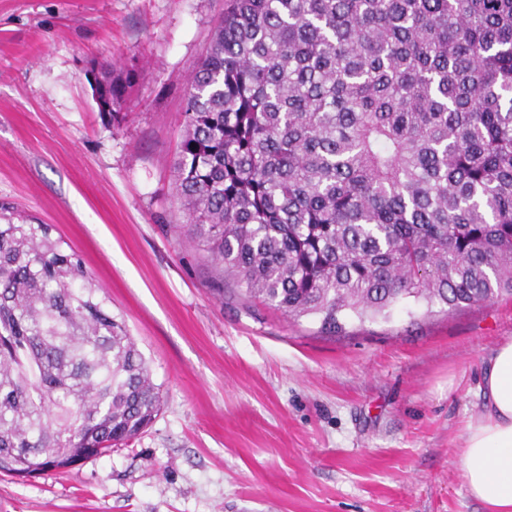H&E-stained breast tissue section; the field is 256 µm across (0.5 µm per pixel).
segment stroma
<instances>
[{"mask_svg": "<svg viewBox=\"0 0 512 512\" xmlns=\"http://www.w3.org/2000/svg\"><path fill=\"white\" fill-rule=\"evenodd\" d=\"M224 0H0V205L79 251L163 395L128 445L34 478L0 512H483L460 461L512 297L390 320H296L216 293L181 243L187 83ZM136 62L120 123L87 68Z\"/></svg>", "mask_w": 512, "mask_h": 512, "instance_id": "obj_1", "label": "stroma"}]
</instances>
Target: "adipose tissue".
I'll list each match as a JSON object with an SVG mask.
<instances>
[{"instance_id":"obj_1","label":"adipose tissue","mask_w":512,"mask_h":512,"mask_svg":"<svg viewBox=\"0 0 512 512\" xmlns=\"http://www.w3.org/2000/svg\"><path fill=\"white\" fill-rule=\"evenodd\" d=\"M476 396L462 439L465 486L486 512H512V341L482 360Z\"/></svg>"}]
</instances>
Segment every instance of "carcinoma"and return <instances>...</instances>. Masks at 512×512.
I'll list each match as a JSON object with an SVG mask.
<instances>
[{
	"label": "carcinoma",
	"mask_w": 512,
	"mask_h": 512,
	"mask_svg": "<svg viewBox=\"0 0 512 512\" xmlns=\"http://www.w3.org/2000/svg\"><path fill=\"white\" fill-rule=\"evenodd\" d=\"M132 63L99 75L112 122ZM184 238L290 319L512 295V0H224L175 162ZM83 257L0 209V473L144 432L161 386Z\"/></svg>",
	"instance_id": "obj_1"
}]
</instances>
